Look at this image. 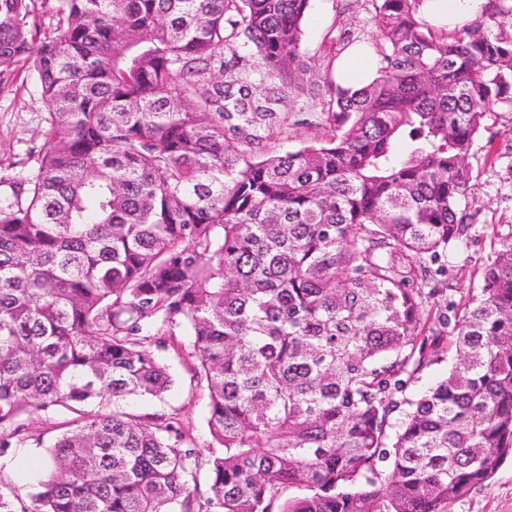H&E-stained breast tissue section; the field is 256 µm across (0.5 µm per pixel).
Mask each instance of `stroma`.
I'll return each mask as SVG.
<instances>
[{
  "label": "stroma",
  "mask_w": 512,
  "mask_h": 512,
  "mask_svg": "<svg viewBox=\"0 0 512 512\" xmlns=\"http://www.w3.org/2000/svg\"><path fill=\"white\" fill-rule=\"evenodd\" d=\"M374 15L372 0H310L302 23L308 90L291 95L287 105L281 107L265 141L268 148L284 153L326 135L329 96L320 78L327 66H341L343 59L338 52L348 48L350 42L371 41ZM46 116L47 107L28 67L19 64L0 73V174L20 172L33 165L44 144ZM470 164L474 192L469 210L475 215V236L453 259L451 296L456 300L466 296L476 283L496 237L512 234V98L493 105ZM164 359L174 379L171 390L161 401L132 399L131 407L144 412H179L185 430L199 441H207L205 396L192 391L185 360L171 351ZM66 418V412L60 409L33 411L26 417L28 434L42 438L43 447L0 448V481L7 483L19 499H26L27 474L45 455L57 424ZM450 512H512V461H505L491 480L454 502Z\"/></svg>",
  "instance_id": "stroma-1"
}]
</instances>
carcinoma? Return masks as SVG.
Listing matches in <instances>:
<instances>
[{
    "instance_id": "1",
    "label": "carcinoma",
    "mask_w": 512,
    "mask_h": 512,
    "mask_svg": "<svg viewBox=\"0 0 512 512\" xmlns=\"http://www.w3.org/2000/svg\"><path fill=\"white\" fill-rule=\"evenodd\" d=\"M309 2L0 0V69L47 105L35 165L0 176V448L32 409L73 414L0 512H448L512 457V236L436 303L512 38L375 0V78L327 69L326 138L269 152ZM180 336L203 449L122 406L163 398ZM450 357L448 353L443 355L442 352H439L438 358L435 357L436 360L419 374L420 378L411 383L407 393L420 391L444 376L448 372V359L450 360Z\"/></svg>"
}]
</instances>
